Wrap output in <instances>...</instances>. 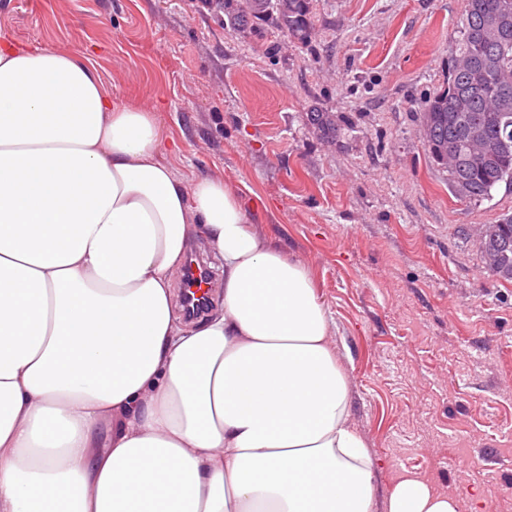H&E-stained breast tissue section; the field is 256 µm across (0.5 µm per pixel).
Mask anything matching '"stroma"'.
<instances>
[{
  "mask_svg": "<svg viewBox=\"0 0 512 512\" xmlns=\"http://www.w3.org/2000/svg\"><path fill=\"white\" fill-rule=\"evenodd\" d=\"M464 9L310 0L301 41L227 28L202 0H0V37L82 52L114 97L153 109L177 177L262 197L255 229L307 266L332 318L377 506L417 476L461 512H512V281L460 234L512 214V187L458 200L416 115Z\"/></svg>",
  "mask_w": 512,
  "mask_h": 512,
  "instance_id": "35a3bbf8",
  "label": "stroma"
}]
</instances>
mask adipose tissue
Segmentation results:
<instances>
[{
    "instance_id": "adipose-tissue-1",
    "label": "adipose tissue",
    "mask_w": 512,
    "mask_h": 512,
    "mask_svg": "<svg viewBox=\"0 0 512 512\" xmlns=\"http://www.w3.org/2000/svg\"><path fill=\"white\" fill-rule=\"evenodd\" d=\"M77 53L0 42V512H376L309 270ZM205 234L223 308L179 327ZM409 478L386 512H459Z\"/></svg>"
}]
</instances>
